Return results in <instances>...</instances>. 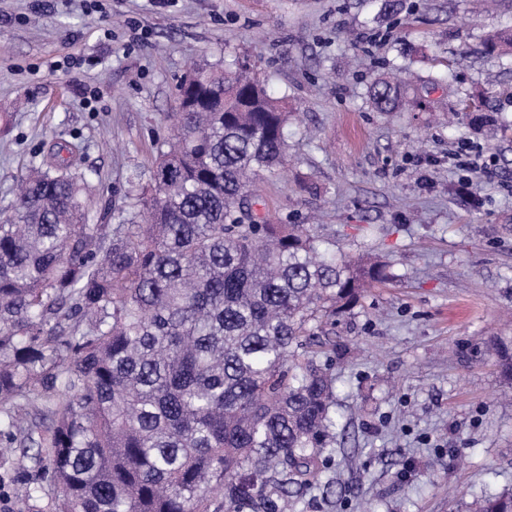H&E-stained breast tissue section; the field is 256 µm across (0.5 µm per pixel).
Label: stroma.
Segmentation results:
<instances>
[{"mask_svg": "<svg viewBox=\"0 0 512 512\" xmlns=\"http://www.w3.org/2000/svg\"><path fill=\"white\" fill-rule=\"evenodd\" d=\"M0 0V210L50 144L74 147L94 212L126 208L169 134L191 60L250 62L286 97L288 162L258 185L283 224H320L388 278L339 317L337 442L296 512H468L512 490V71L485 36L512 0ZM405 82L401 110L369 99ZM478 165L449 164L461 143ZM484 204L473 209L469 193ZM32 464L0 468V512H31ZM369 95L379 112H396L403 102V84L391 77L380 75L374 79Z\"/></svg>", "mask_w": 512, "mask_h": 512, "instance_id": "stroma-1", "label": "stroma"}]
</instances>
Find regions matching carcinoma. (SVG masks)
Listing matches in <instances>:
<instances>
[{"label": "carcinoma", "mask_w": 512, "mask_h": 512, "mask_svg": "<svg viewBox=\"0 0 512 512\" xmlns=\"http://www.w3.org/2000/svg\"><path fill=\"white\" fill-rule=\"evenodd\" d=\"M486 45L512 60V26ZM239 60L196 63L132 209L92 215L55 143L0 211V445L56 512H290L336 445L328 328L386 268L257 212L286 103ZM379 112L403 84L374 79ZM473 512H512V491Z\"/></svg>", "instance_id": "1"}]
</instances>
